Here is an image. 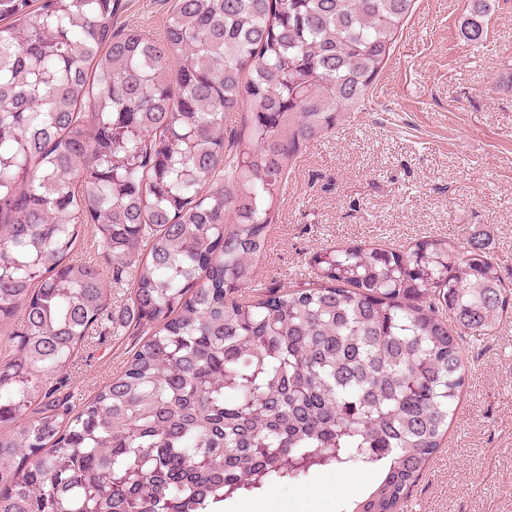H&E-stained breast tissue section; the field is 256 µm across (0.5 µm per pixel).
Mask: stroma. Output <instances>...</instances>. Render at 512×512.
<instances>
[{"label": "stroma", "mask_w": 512, "mask_h": 512, "mask_svg": "<svg viewBox=\"0 0 512 512\" xmlns=\"http://www.w3.org/2000/svg\"><path fill=\"white\" fill-rule=\"evenodd\" d=\"M115 29L162 36L175 0H121ZM470 0H415L364 102L293 164L255 283L311 276L333 244L406 251L487 233L512 289V0H490L488 38L460 34ZM136 335L98 326L69 370L75 401L116 374ZM464 393L448 433L399 512H512V313L466 344ZM376 468H322L253 493L262 512H346Z\"/></svg>", "instance_id": "obj_1"}]
</instances>
